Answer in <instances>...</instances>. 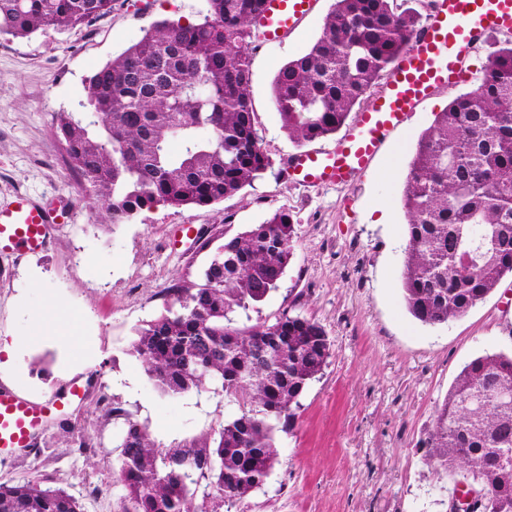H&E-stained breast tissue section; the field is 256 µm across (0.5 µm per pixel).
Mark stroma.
<instances>
[{"label":"stroma","instance_id":"35a3bbf8","mask_svg":"<svg viewBox=\"0 0 512 512\" xmlns=\"http://www.w3.org/2000/svg\"><path fill=\"white\" fill-rule=\"evenodd\" d=\"M331 5L318 0L285 42L250 53L252 104L272 168L218 205L160 206L113 226L71 169L55 117L80 111L86 79L153 22L199 20L205 0H118L88 28L0 34V202L22 191L63 201L72 214L71 222L52 225L45 253L0 258V336L25 335L28 310L56 297L89 354L74 363L51 341L20 354L14 387L56 402L59 413L30 449L0 455V483L46 480L78 498L85 512H132L118 476L127 420L163 447L217 432L237 411L221 390L164 394L128 349L136 327L162 311L173 280L196 276L207 261L193 242L170 246L176 225L233 233L283 210L297 231L293 258L278 288L250 308V321L270 322L285 311L314 319L332 356L301 396L294 426L276 431L278 461L264 486L233 505L207 498L208 512H446L451 493L420 441L465 364L485 352H512V278L443 327L422 325L403 301L408 163L456 89L411 113L351 185L306 188L284 177L296 147L274 106V79L319 35ZM77 381L90 389L73 404L65 394Z\"/></svg>","mask_w":512,"mask_h":512}]
</instances>
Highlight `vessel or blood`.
I'll use <instances>...</instances> for the list:
<instances>
[{
	"mask_svg": "<svg viewBox=\"0 0 512 512\" xmlns=\"http://www.w3.org/2000/svg\"><path fill=\"white\" fill-rule=\"evenodd\" d=\"M316 0H267L259 21L263 43L285 40L313 11ZM512 33V0H433L409 46L397 57L382 89L372 95L335 150H300L283 171L289 180L317 187L345 185L369 168L388 134L434 90L465 80L463 61L488 33ZM62 209L16 193L0 202V256H37L47 249L50 227ZM51 413L49 405L19 397L0 386V454L30 447Z\"/></svg>",
	"mask_w": 512,
	"mask_h": 512,
	"instance_id": "obj_1",
	"label": "vessel or blood"
}]
</instances>
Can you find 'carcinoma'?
<instances>
[{"label":"carcinoma","mask_w":512,"mask_h":512,"mask_svg":"<svg viewBox=\"0 0 512 512\" xmlns=\"http://www.w3.org/2000/svg\"><path fill=\"white\" fill-rule=\"evenodd\" d=\"M116 0H0V33L26 37L88 27ZM199 22L155 21L86 80L83 115L56 128L106 224L159 206L210 207L272 167L250 96L246 47L264 0H206ZM394 0H334L320 35L283 65L274 102L296 147L346 123L389 73L421 24ZM181 149L174 152L170 144ZM403 204L402 283L409 313L428 326L466 314L512 276V38L492 44L477 87L456 96L419 136ZM297 242L274 211L235 234L198 238L209 261L166 288L163 311L136 329L129 353L167 395L218 384L238 413L214 438L161 448L129 422L118 475L133 512H207L201 486L232 505L261 488L278 460L275 432L296 420L332 343L317 321L287 312L271 323L235 314L278 288ZM438 478L479 485L476 512H512V355L468 362L422 441ZM0 512H84L60 487L0 484Z\"/></svg>","instance_id":"carcinoma-1"}]
</instances>
